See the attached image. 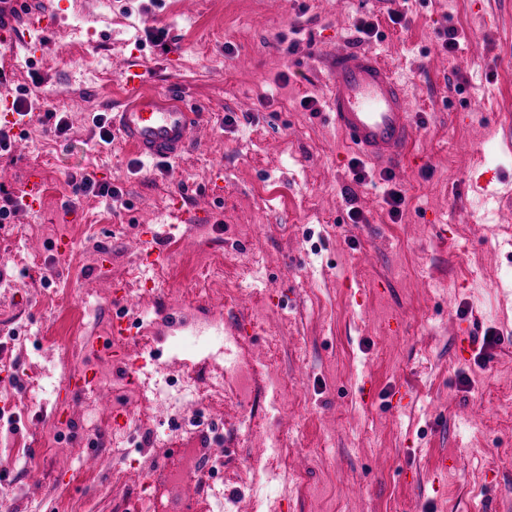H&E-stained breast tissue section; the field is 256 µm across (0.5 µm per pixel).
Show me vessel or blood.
I'll list each match as a JSON object with an SVG mask.
<instances>
[{
  "mask_svg": "<svg viewBox=\"0 0 512 512\" xmlns=\"http://www.w3.org/2000/svg\"><path fill=\"white\" fill-rule=\"evenodd\" d=\"M51 27L49 15L29 13L23 0H0V50L13 49L21 25ZM329 106L338 133L369 160L402 164L415 139L411 104L395 73L374 53L346 50L331 55ZM125 100L112 117V128L136 157L151 161L181 158L189 149L197 114L177 94L149 88L141 72L127 69ZM135 299L116 289L112 332L132 336L124 311Z\"/></svg>",
  "mask_w": 512,
  "mask_h": 512,
  "instance_id": "b4317fda",
  "label": "vessel or blood"
}]
</instances>
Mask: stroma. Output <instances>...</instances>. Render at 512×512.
<instances>
[{
    "label": "stroma",
    "mask_w": 512,
    "mask_h": 512,
    "mask_svg": "<svg viewBox=\"0 0 512 512\" xmlns=\"http://www.w3.org/2000/svg\"><path fill=\"white\" fill-rule=\"evenodd\" d=\"M59 10L47 29L23 28L0 56V94H37L0 157L1 187L29 192L0 224V345L12 348L0 393V495L10 512H115L126 476L108 453L111 434L90 436L83 399L61 386L81 372V311L111 315L115 282L137 296L127 318L178 310L202 272L213 291L200 313L224 316L225 354L174 340L149 349L126 341L128 362L165 380L218 358L237 341L247 361L286 390L269 410L251 388L212 407L216 426L197 445L228 448L224 512H249L248 483L278 433L282 474L271 512H512V0H28ZM400 15L393 23L392 15ZM383 37L365 40L360 20ZM458 32L454 50L446 29ZM378 54L405 82L417 136L402 167L363 162L329 114L326 54ZM143 65L151 89L176 92L203 124L189 151L143 162L103 143L97 115L124 99L112 59ZM313 100L305 108L304 100ZM67 120L65 134L45 110ZM120 189L121 202L74 197L72 173ZM404 201L391 216L387 188ZM208 215L172 225L173 200ZM359 209L361 221L350 218ZM155 237L158 265L132 240ZM68 244L56 251L57 241ZM260 266L251 267L252 258ZM499 341L483 359L479 342ZM469 340L460 356L461 340ZM372 398L361 395V384ZM64 456L97 455L91 480L59 478L46 440L56 416ZM187 412L159 410L139 425L145 476L170 452L153 434L179 435ZM453 466L442 487L430 473Z\"/></svg>",
    "instance_id": "stroma-1"
}]
</instances>
